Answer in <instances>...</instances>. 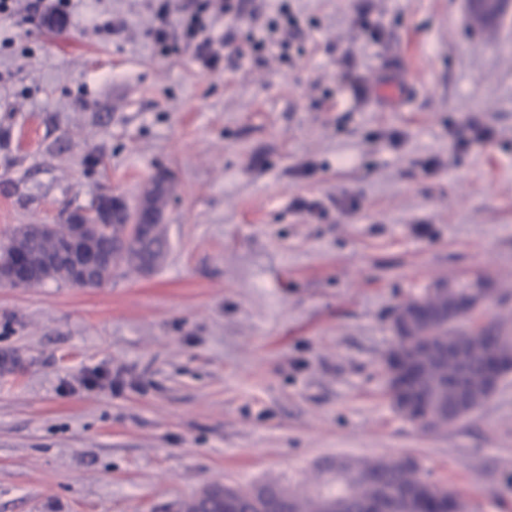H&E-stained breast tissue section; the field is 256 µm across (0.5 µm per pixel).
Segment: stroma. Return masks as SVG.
<instances>
[{
	"mask_svg": "<svg viewBox=\"0 0 512 512\" xmlns=\"http://www.w3.org/2000/svg\"><path fill=\"white\" fill-rule=\"evenodd\" d=\"M148 3L0 19V239L172 184L154 270L0 284V512H185L210 486L301 491L338 459L399 456L467 512H512V375L425 432L382 372L396 309L437 279H484L478 321L512 317V19L485 34L467 0H292L314 20L304 56L206 72L160 53ZM397 68L391 112L368 86ZM472 115L493 136L462 150ZM95 369L119 386H83Z\"/></svg>",
	"mask_w": 512,
	"mask_h": 512,
	"instance_id": "1",
	"label": "stroma"
}]
</instances>
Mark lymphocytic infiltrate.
Masks as SVG:
<instances>
[{
	"label": "lymphocytic infiltrate",
	"instance_id": "f902f5d3",
	"mask_svg": "<svg viewBox=\"0 0 512 512\" xmlns=\"http://www.w3.org/2000/svg\"><path fill=\"white\" fill-rule=\"evenodd\" d=\"M154 2L156 25L150 35L165 55L191 48L203 66L213 69L226 56L242 66L260 62L262 53L270 49L287 58L304 53L303 48L293 47L277 37L280 29L302 28L303 18L290 0H276L274 15L266 28L240 29L235 39L217 33L215 16L221 13L231 20L240 19L245 12V0H184L179 6L173 0Z\"/></svg>",
	"mask_w": 512,
	"mask_h": 512
}]
</instances>
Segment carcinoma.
<instances>
[{
    "label": "carcinoma",
    "instance_id": "carcinoma-1",
    "mask_svg": "<svg viewBox=\"0 0 512 512\" xmlns=\"http://www.w3.org/2000/svg\"><path fill=\"white\" fill-rule=\"evenodd\" d=\"M171 186L166 177L152 178L144 188L138 205L145 223L160 217L168 204ZM38 235L31 225L12 229L3 242L8 252L26 254L30 262L41 266L45 257L52 263L36 279L74 283L75 274L70 256L61 252L60 233ZM92 241L98 254V265L86 279L89 288L97 287L112 277V272L125 265L138 270H152L168 250L163 225L132 235L121 215L110 224L95 227ZM486 289L473 291L466 281L456 282L454 293L448 296L440 289H426L423 299L410 309L418 312L415 334L394 327V342L384 356L385 393L389 402L409 421L425 419L434 431L448 427V415L463 419L479 410L494 394L487 383L490 357L501 358L504 366L500 377L512 374V323L492 319L471 329L470 338L462 351V362L448 359L440 352L433 359L422 356L419 343L428 336L446 346L455 342L453 326L455 311L460 306L478 307L479 295ZM328 476L309 493L299 495L286 488L258 486L235 498L236 512H364L368 502L387 501L389 512H461V496L452 488L433 483L420 475L415 460L381 458L371 460H338L327 465ZM229 505L221 497H201L190 512H227Z\"/></svg>",
    "mask_w": 512,
    "mask_h": 512
}]
</instances>
